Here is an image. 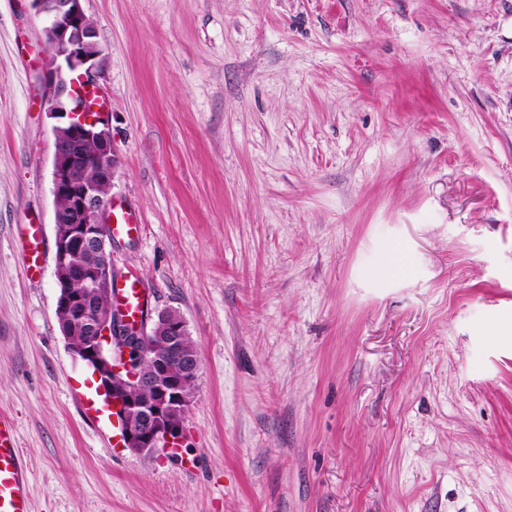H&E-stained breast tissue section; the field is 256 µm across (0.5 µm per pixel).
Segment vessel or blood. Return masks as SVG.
Masks as SVG:
<instances>
[{
	"label": "vessel or blood",
	"mask_w": 512,
	"mask_h": 512,
	"mask_svg": "<svg viewBox=\"0 0 512 512\" xmlns=\"http://www.w3.org/2000/svg\"><path fill=\"white\" fill-rule=\"evenodd\" d=\"M110 232L116 238L137 236L141 226L133 211L116 205L112 208ZM18 253L27 272H36L44 262L42 227L22 224L17 228ZM113 300L124 310L130 322L145 321L149 295L141 279L127 274L118 279L112 290ZM30 476L17 445L13 419L0 412V512H32L29 495Z\"/></svg>",
	"instance_id": "1"
}]
</instances>
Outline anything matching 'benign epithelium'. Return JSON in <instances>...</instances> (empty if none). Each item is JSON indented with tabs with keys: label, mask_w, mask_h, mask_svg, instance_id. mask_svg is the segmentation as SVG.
Wrapping results in <instances>:
<instances>
[{
	"label": "benign epithelium",
	"mask_w": 512,
	"mask_h": 512,
	"mask_svg": "<svg viewBox=\"0 0 512 512\" xmlns=\"http://www.w3.org/2000/svg\"><path fill=\"white\" fill-rule=\"evenodd\" d=\"M42 16L49 53L45 97L52 128L56 313L89 339L73 348L121 424L124 447L138 453L185 445L184 420L194 397L199 361L187 349L183 318L160 311L148 328L131 324L112 296V198L119 161L100 91L102 48L83 0H32ZM95 253L96 264L80 262Z\"/></svg>",
	"instance_id": "7a95c632"
}]
</instances>
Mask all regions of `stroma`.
<instances>
[{
    "label": "stroma",
    "mask_w": 512,
    "mask_h": 512,
    "mask_svg": "<svg viewBox=\"0 0 512 512\" xmlns=\"http://www.w3.org/2000/svg\"><path fill=\"white\" fill-rule=\"evenodd\" d=\"M83 6L142 225L114 264L200 369L181 455L120 446L56 315L44 22L0 0V410L32 512H512V0ZM18 253L27 272L34 274L44 262L42 227L20 224L17 227Z\"/></svg>",
    "instance_id": "1"
}]
</instances>
